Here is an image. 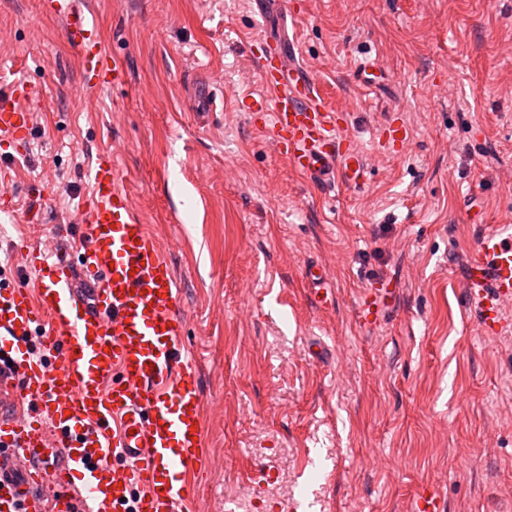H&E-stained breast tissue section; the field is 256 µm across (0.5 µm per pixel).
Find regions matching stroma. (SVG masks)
Here are the masks:
<instances>
[{"label":"stroma","mask_w":512,"mask_h":512,"mask_svg":"<svg viewBox=\"0 0 512 512\" xmlns=\"http://www.w3.org/2000/svg\"><path fill=\"white\" fill-rule=\"evenodd\" d=\"M127 72L87 93L41 0H0V92L37 114L9 146L0 261L9 284L37 238L90 193L98 153L166 249L198 367L209 464L198 506L240 512H512L510 330L480 336L463 260L512 223V0H76ZM285 19L296 58L371 165L365 187L294 171L239 108L261 94L246 46ZM409 131L399 152L384 120ZM42 193L41 227L23 218ZM336 300L311 299L307 267ZM376 288L386 316L362 328ZM380 312L381 310L377 298L371 299L364 294L357 306L356 319L358 324L362 327L373 326L377 323Z\"/></svg>","instance_id":"1"}]
</instances>
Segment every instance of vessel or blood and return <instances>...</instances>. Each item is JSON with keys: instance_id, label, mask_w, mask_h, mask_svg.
Returning <instances> with one entry per match:
<instances>
[{"instance_id": "vessel-or-blood-1", "label": "vessel or blood", "mask_w": 512, "mask_h": 512, "mask_svg": "<svg viewBox=\"0 0 512 512\" xmlns=\"http://www.w3.org/2000/svg\"><path fill=\"white\" fill-rule=\"evenodd\" d=\"M81 58L89 91L126 78L98 28L75 0H44ZM262 47L263 91L248 106L255 125L300 174L366 179L360 148L344 135L345 113L328 108L279 31ZM24 83L0 94V141L30 135ZM91 202L75 219L83 248L33 247L32 288L0 285V361L12 364L28 417L0 412V507L5 512H195L190 475L205 467L204 404L184 343L181 288L166 252L137 218L111 153L88 172ZM480 335L493 337L512 306V225H484L463 282ZM42 334L43 357L26 337Z\"/></svg>"}]
</instances>
